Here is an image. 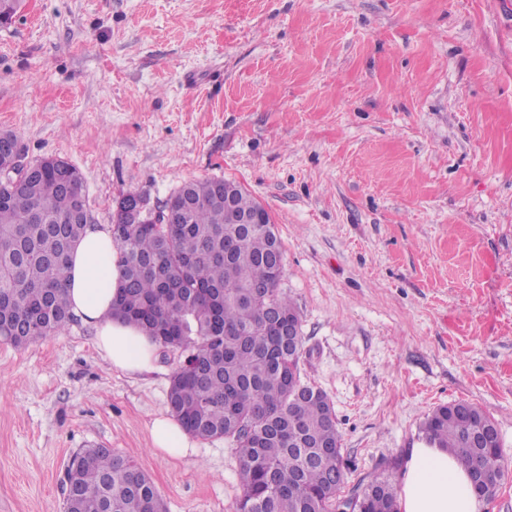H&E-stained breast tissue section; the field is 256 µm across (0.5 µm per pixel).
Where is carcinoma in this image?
Instances as JSON below:
<instances>
[{"label":"carcinoma","instance_id":"1","mask_svg":"<svg viewBox=\"0 0 512 512\" xmlns=\"http://www.w3.org/2000/svg\"><path fill=\"white\" fill-rule=\"evenodd\" d=\"M16 191L0 182V341L15 347L49 336L74 318L65 282L72 250L88 224L72 219L87 202L79 171L65 189L47 158ZM234 210L251 215L262 205L222 179L190 180L168 198L170 224H112L121 274L118 318L144 330L161 347L176 340L203 374L180 365L170 377L169 412L201 440L233 442L239 461L237 512H336L341 480L340 437L323 391L305 397L300 360L273 365L277 336L266 316L274 311L300 321L281 290L284 252L272 224H233L224 213V188ZM265 288L255 297L256 285ZM477 414L492 436L488 446L467 439L465 419L442 405L422 424L428 440L476 475L482 463L505 475V454L495 420ZM75 512H166L149 476L111 449L83 448L68 462ZM362 512H399L389 477L356 491Z\"/></svg>","mask_w":512,"mask_h":512}]
</instances>
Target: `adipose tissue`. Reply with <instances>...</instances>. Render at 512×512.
<instances>
[{"instance_id":"adipose-tissue-1","label":"adipose tissue","mask_w":512,"mask_h":512,"mask_svg":"<svg viewBox=\"0 0 512 512\" xmlns=\"http://www.w3.org/2000/svg\"><path fill=\"white\" fill-rule=\"evenodd\" d=\"M70 266V309L94 329L96 346L110 367L129 375L152 372L157 344L140 328L112 316L119 271L109 227H89ZM150 435L154 448L170 456L188 451L186 433L166 414L152 419ZM401 484L402 512H482L483 502L473 491L469 473L436 443L426 440L408 451Z\"/></svg>"}]
</instances>
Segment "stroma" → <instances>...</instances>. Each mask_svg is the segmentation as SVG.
Listing matches in <instances>:
<instances>
[{"label": "stroma", "mask_w": 512, "mask_h": 512, "mask_svg": "<svg viewBox=\"0 0 512 512\" xmlns=\"http://www.w3.org/2000/svg\"><path fill=\"white\" fill-rule=\"evenodd\" d=\"M82 174L96 223L223 178L270 213L329 398L342 494L387 476L436 406L495 418L512 512V0H22L0 26V132ZM80 320L0 343V512H64L82 448L151 477L167 512H236L232 442L156 451L183 358L112 370Z\"/></svg>", "instance_id": "35a3bbf8"}]
</instances>
